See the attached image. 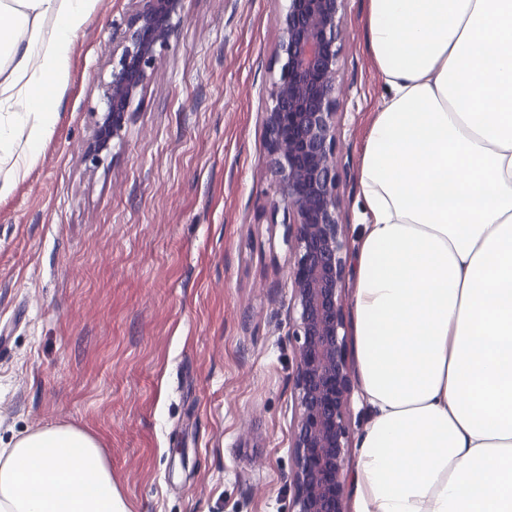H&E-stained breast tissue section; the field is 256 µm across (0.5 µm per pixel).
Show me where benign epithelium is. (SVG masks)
Here are the masks:
<instances>
[{
  "label": "benign epithelium",
  "mask_w": 512,
  "mask_h": 512,
  "mask_svg": "<svg viewBox=\"0 0 512 512\" xmlns=\"http://www.w3.org/2000/svg\"><path fill=\"white\" fill-rule=\"evenodd\" d=\"M185 0H134L112 69L93 109V165L122 142L132 105L153 77L159 52L176 35ZM346 0H285L278 13L281 66L264 112L263 137L275 192L292 215V279L299 315L295 389L300 420L294 438L293 512H346L344 478L353 365L347 354L345 281L352 255L340 211L337 111Z\"/></svg>",
  "instance_id": "obj_1"
}]
</instances>
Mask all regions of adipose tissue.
I'll use <instances>...</instances> for the list:
<instances>
[{
    "label": "adipose tissue",
    "mask_w": 512,
    "mask_h": 512,
    "mask_svg": "<svg viewBox=\"0 0 512 512\" xmlns=\"http://www.w3.org/2000/svg\"><path fill=\"white\" fill-rule=\"evenodd\" d=\"M95 0H0V194L57 121ZM387 93L351 257L370 419L353 512H512V0H368ZM0 512H127L96 439L0 448Z\"/></svg>",
    "instance_id": "adipose-tissue-1"
}]
</instances>
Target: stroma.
<instances>
[{"label": "stroma", "instance_id": "stroma-1", "mask_svg": "<svg viewBox=\"0 0 512 512\" xmlns=\"http://www.w3.org/2000/svg\"><path fill=\"white\" fill-rule=\"evenodd\" d=\"M281 0H185L121 144L84 158L132 11L97 0L50 140L0 195V448L93 434L128 512H291L301 337L288 212L262 118ZM367 0H346L340 209L359 241L357 170L384 86Z\"/></svg>", "mask_w": 512, "mask_h": 512}]
</instances>
